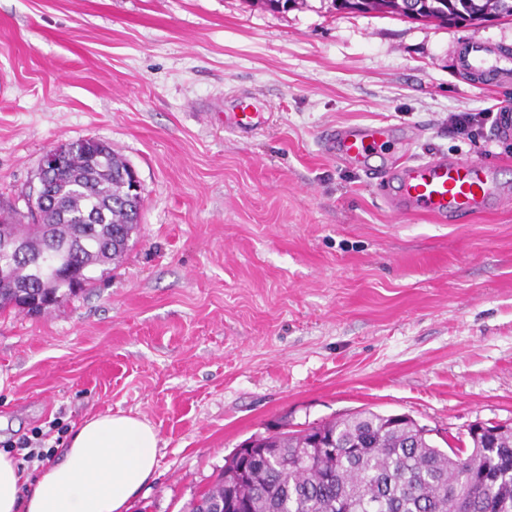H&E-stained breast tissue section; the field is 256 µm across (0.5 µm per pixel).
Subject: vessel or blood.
<instances>
[{"instance_id":"obj_1","label":"vessel or blood","mask_w":512,"mask_h":512,"mask_svg":"<svg viewBox=\"0 0 512 512\" xmlns=\"http://www.w3.org/2000/svg\"><path fill=\"white\" fill-rule=\"evenodd\" d=\"M463 66L491 76L492 80L512 74V54H491L478 41L466 50ZM266 123L255 99L236 97L224 115V125L244 138L253 137ZM389 138L386 126H340L322 136L326 154L361 167L380 178L388 206L399 215H428L440 222L466 224L488 208L497 197V185L488 166L465 157L436 155L411 159L395 167L375 168L381 148Z\"/></svg>"}]
</instances>
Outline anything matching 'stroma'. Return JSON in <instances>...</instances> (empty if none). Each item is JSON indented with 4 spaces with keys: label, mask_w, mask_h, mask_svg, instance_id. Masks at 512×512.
Returning <instances> with one entry per match:
<instances>
[{
    "label": "stroma",
    "mask_w": 512,
    "mask_h": 512,
    "mask_svg": "<svg viewBox=\"0 0 512 512\" xmlns=\"http://www.w3.org/2000/svg\"><path fill=\"white\" fill-rule=\"evenodd\" d=\"M473 28L323 0H0V208L27 216L43 155L95 138L142 187L126 255L35 316L0 314V442L108 412L149 422L158 468L128 512H183L235 448L356 410L408 414L454 448L512 424V137L448 115L512 102L461 70ZM253 93L268 125L224 129ZM350 124L412 133L411 155L498 169L506 206L468 224L396 217L324 155ZM490 112H452L448 115V129L460 139L472 140L475 127L485 123Z\"/></svg>",
    "instance_id": "1"
}]
</instances>
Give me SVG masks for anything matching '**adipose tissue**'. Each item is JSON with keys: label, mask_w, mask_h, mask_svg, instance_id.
Segmentation results:
<instances>
[{"label": "adipose tissue", "mask_w": 512, "mask_h": 512, "mask_svg": "<svg viewBox=\"0 0 512 512\" xmlns=\"http://www.w3.org/2000/svg\"><path fill=\"white\" fill-rule=\"evenodd\" d=\"M157 464L158 437L148 422L121 413L90 418L36 478L0 452V512H127Z\"/></svg>", "instance_id": "1"}]
</instances>
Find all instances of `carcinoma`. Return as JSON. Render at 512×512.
<instances>
[{
	"instance_id": "cac0c4a2",
	"label": "carcinoma",
	"mask_w": 512,
	"mask_h": 512,
	"mask_svg": "<svg viewBox=\"0 0 512 512\" xmlns=\"http://www.w3.org/2000/svg\"><path fill=\"white\" fill-rule=\"evenodd\" d=\"M336 11L378 12L424 22L470 24L512 17V0H331ZM109 152L79 142L46 181L40 224L0 212V235L24 237L28 257L0 277V313L42 314L91 285L92 271L122 257L139 224L122 170ZM63 251L34 276L46 249ZM471 447L445 450L406 415L371 410L303 429L258 435L225 459L224 471L185 512H512V426H471Z\"/></svg>"
}]
</instances>
